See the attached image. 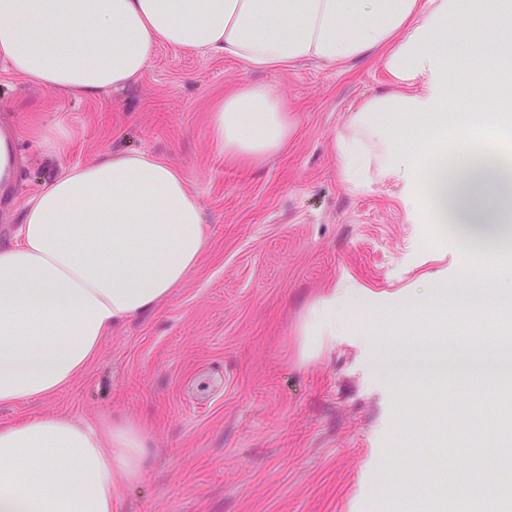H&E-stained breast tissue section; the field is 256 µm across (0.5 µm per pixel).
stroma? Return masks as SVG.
<instances>
[{
	"mask_svg": "<svg viewBox=\"0 0 512 512\" xmlns=\"http://www.w3.org/2000/svg\"><path fill=\"white\" fill-rule=\"evenodd\" d=\"M500 53L485 23L449 38L454 80L440 105L448 129L462 94L483 97L491 145L512 153L493 96L473 81L471 49ZM257 80L295 117L288 145L259 166L226 163L208 138L214 100ZM376 60L327 67L302 62L281 74L236 60L160 48L131 86L80 100L28 85L0 66V122L13 127L18 165L0 189V239L22 203L62 170L116 150L171 159L197 194L209 243L198 265L152 312L107 338L91 370L68 390L0 408V424L62 414L89 422L112 413L151 436L144 480L115 496V512H438L464 494L491 512L512 510V441L498 429L486 388L414 385L384 370L428 356L430 339L468 336L485 362L501 357L512 310V259L481 263L472 240L444 220L424 183L370 175L355 188L336 169L333 141L349 111L385 89ZM68 136L46 153L41 129ZM398 148L455 150L425 116H393ZM356 288L335 341L313 349L311 309L334 282ZM489 300L472 298L474 285ZM454 299L443 312L407 311L427 290ZM481 417L483 454L470 451L454 411Z\"/></svg>",
	"mask_w": 512,
	"mask_h": 512,
	"instance_id": "stroma-1",
	"label": "stroma"
}]
</instances>
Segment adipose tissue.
Segmentation results:
<instances>
[{"mask_svg": "<svg viewBox=\"0 0 512 512\" xmlns=\"http://www.w3.org/2000/svg\"><path fill=\"white\" fill-rule=\"evenodd\" d=\"M473 0H0V65L29 85L93 99L127 88L160 47L282 72L368 57L386 91L351 109L335 142L341 177L368 169L414 182L429 169L438 209L468 204L492 237L512 196V165L488 150H396L393 114L435 116L453 76L440 48ZM293 118L271 87L242 82L215 100L211 144L233 163L282 151ZM208 243L197 195L169 158L107 152L65 169L29 196L0 242V407L56 396L95 364L106 338L170 298ZM150 435L131 417L92 422L39 415L0 425V512H115L139 484Z\"/></svg>", "mask_w": 512, "mask_h": 512, "instance_id": "1", "label": "adipose tissue"}]
</instances>
